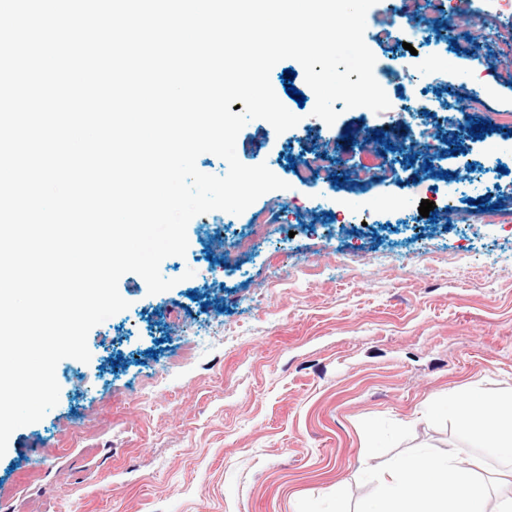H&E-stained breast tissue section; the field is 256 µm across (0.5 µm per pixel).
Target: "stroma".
Returning a JSON list of instances; mask_svg holds the SVG:
<instances>
[{"label":"stroma","mask_w":512,"mask_h":512,"mask_svg":"<svg viewBox=\"0 0 512 512\" xmlns=\"http://www.w3.org/2000/svg\"><path fill=\"white\" fill-rule=\"evenodd\" d=\"M398 7L378 0L366 14L383 112L338 101L326 124L300 63L274 66L272 87L299 122L279 134L249 121L236 154L287 189L224 214L219 229L212 213L195 216L185 256L160 266L173 288L152 295L138 274L120 278L128 309L90 331L89 362L58 363L57 405L12 433L0 512H354L371 490L365 468L406 448L471 459L425 410L463 386L512 390V135L457 134L459 120L512 110L501 53L512 6L465 0L473 20L456 44L424 29L407 46L385 34ZM408 109L425 113L434 169L403 156ZM373 128L393 150L344 161L400 170L399 181L351 189L318 171L296 183L290 159ZM424 200L434 218L420 215ZM257 219L265 234L227 264ZM190 340L199 349L180 363Z\"/></svg>","instance_id":"obj_1"}]
</instances>
